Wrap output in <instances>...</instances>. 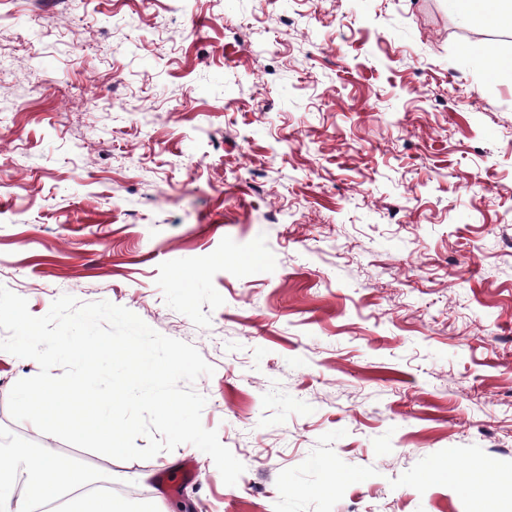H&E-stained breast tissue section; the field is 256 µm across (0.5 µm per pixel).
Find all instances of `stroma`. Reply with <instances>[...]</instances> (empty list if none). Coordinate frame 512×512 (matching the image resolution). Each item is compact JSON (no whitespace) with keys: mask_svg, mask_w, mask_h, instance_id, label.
Returning <instances> with one entry per match:
<instances>
[{"mask_svg":"<svg viewBox=\"0 0 512 512\" xmlns=\"http://www.w3.org/2000/svg\"><path fill=\"white\" fill-rule=\"evenodd\" d=\"M470 45L512 58V30L443 0H0V285L195 346L246 470L49 452L134 512H504L512 70ZM38 371L0 355V435L33 434L8 397ZM441 476L448 478V484L462 493L472 494L475 486L480 482L478 473L474 471L459 472L457 470L444 469Z\"/></svg>","mask_w":512,"mask_h":512,"instance_id":"obj_1","label":"stroma"}]
</instances>
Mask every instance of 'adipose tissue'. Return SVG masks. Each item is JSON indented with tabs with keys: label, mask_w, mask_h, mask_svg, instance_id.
I'll list each match as a JSON object with an SVG mask.
<instances>
[{
	"label": "adipose tissue",
	"mask_w": 512,
	"mask_h": 512,
	"mask_svg": "<svg viewBox=\"0 0 512 512\" xmlns=\"http://www.w3.org/2000/svg\"><path fill=\"white\" fill-rule=\"evenodd\" d=\"M450 13L465 21L482 20L492 27L512 26V0H444ZM29 479L24 489L28 501H52L65 489L90 482V475L68 461L40 452L30 443H20L0 453V503L10 501L19 471Z\"/></svg>",
	"instance_id": "obj_1"
}]
</instances>
